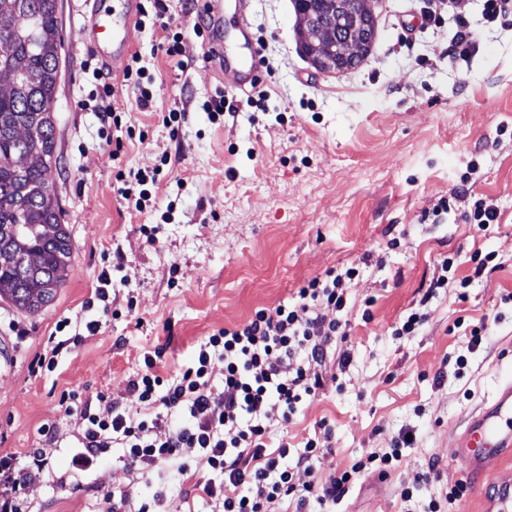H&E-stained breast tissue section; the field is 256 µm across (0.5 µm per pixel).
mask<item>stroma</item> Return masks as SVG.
I'll return each mask as SVG.
<instances>
[{
    "label": "stroma",
    "mask_w": 512,
    "mask_h": 512,
    "mask_svg": "<svg viewBox=\"0 0 512 512\" xmlns=\"http://www.w3.org/2000/svg\"><path fill=\"white\" fill-rule=\"evenodd\" d=\"M123 3L58 2L65 39L54 112L58 161L47 178L74 259L40 313L0 299V346L12 362L0 366V452L25 458L42 445L39 428H54L48 462L23 493L26 512H112L113 491L125 488L141 499L162 492L161 512H210L202 498L185 497L174 462L165 464L161 488L129 472L118 448L76 468L80 424L60 406L61 393L81 404L135 407L129 382L145 353L158 352L160 373L174 372L217 330L274 309L330 268L351 266L357 273L345 285L342 313L350 335L329 346L316 397L275 434L298 443L328 420L326 480L411 434L399 465L382 478L365 473L335 512H428L466 477L454 462L459 423L512 377V27L481 28L474 58L453 64L448 26L422 28L419 0H375L370 54L356 68L321 72L299 52L292 0H234L265 42L264 105L247 106L223 65L203 60L196 39L175 60L157 49L161 29L135 26L133 53L154 78L153 100L139 111L124 82L130 55L108 63L74 41L92 9L117 13ZM97 69L130 112L123 123L133 135L116 160L99 113L87 105ZM219 90L235 112L214 123L203 104ZM179 105L187 114L174 137L162 117ZM165 153L174 164L151 187L147 208L136 210L115 190L117 171L152 170ZM474 195L500 212L488 230L461 217ZM446 198L450 212L430 220ZM149 227L157 243L148 242ZM477 252L494 254L495 269L475 274ZM454 255L460 264L447 287L431 289ZM104 270L112 280L108 316L85 305ZM415 311L426 316L421 329L395 335ZM63 319L71 342L56 369L30 373L44 337ZM92 319L102 327L89 334ZM479 319L487 331L476 347L468 324ZM433 457L442 478L422 484ZM405 489L411 499L402 498Z\"/></svg>",
    "instance_id": "1"
}]
</instances>
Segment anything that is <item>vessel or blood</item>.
<instances>
[{
	"label": "vessel or blood",
	"instance_id": "obj_1",
	"mask_svg": "<svg viewBox=\"0 0 512 512\" xmlns=\"http://www.w3.org/2000/svg\"><path fill=\"white\" fill-rule=\"evenodd\" d=\"M235 31L233 43L221 44L225 70L236 77L235 87L249 94L263 82L258 49L252 38V23L243 13L231 18ZM131 14L104 19L93 13L88 30L78 31V41H91L104 60L127 54L130 50L128 33ZM457 464L467 474L481 478L494 472L491 487H477L484 503L482 512H507L512 506V378L502 381L493 401L478 407L464 420L457 439Z\"/></svg>",
	"mask_w": 512,
	"mask_h": 512
}]
</instances>
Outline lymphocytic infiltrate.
Listing matches in <instances>:
<instances>
[{"label": "lymphocytic infiltrate", "mask_w": 512, "mask_h": 512, "mask_svg": "<svg viewBox=\"0 0 512 512\" xmlns=\"http://www.w3.org/2000/svg\"><path fill=\"white\" fill-rule=\"evenodd\" d=\"M470 4L424 0L421 8L424 26L451 23L448 57L453 62L471 58L479 47ZM138 23L159 25L164 32L159 48L169 57L182 56L186 33L201 42L210 37L209 25L201 20L184 30L165 0H144ZM354 274L351 268L341 273L326 270L299 288L292 300L218 330L173 377H162L154 357L145 356L142 373L129 383L136 408L112 402L77 408L81 432L76 465L91 466L117 443L125 467L150 477L160 464L175 460L180 449L195 448L199 455L194 463L180 465L186 475L184 493L209 498L218 512H268L275 501L293 505L294 512H307L313 503L336 505L366 470L387 474L400 461L406 437H399L389 452L359 458L327 482L319 478L317 465L328 451L316 439L300 446L284 440L277 447L269 445L273 425L290 422L321 388V369L333 338L349 335L340 313L346 304L344 284ZM216 357L224 361L220 391L210 382V364ZM164 425L168 433L158 436ZM48 454L45 448L30 449V462L22 467L13 457H0V479L21 492L38 478ZM300 470L308 475L302 484L295 481Z\"/></svg>", "instance_id": "f902f5d3"}]
</instances>
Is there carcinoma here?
Returning a JSON list of instances; mask_svg holds the SVG:
<instances>
[{
  "label": "carcinoma",
  "mask_w": 512,
  "mask_h": 512,
  "mask_svg": "<svg viewBox=\"0 0 512 512\" xmlns=\"http://www.w3.org/2000/svg\"><path fill=\"white\" fill-rule=\"evenodd\" d=\"M371 0H293L298 25L317 37L302 55L321 70L358 66L375 40ZM57 0H0V298L36 314L55 299L72 265L68 232L46 172L55 163L53 103L63 36ZM355 29L362 56L343 58L339 45Z\"/></svg>",
  "instance_id": "obj_1"
}]
</instances>
